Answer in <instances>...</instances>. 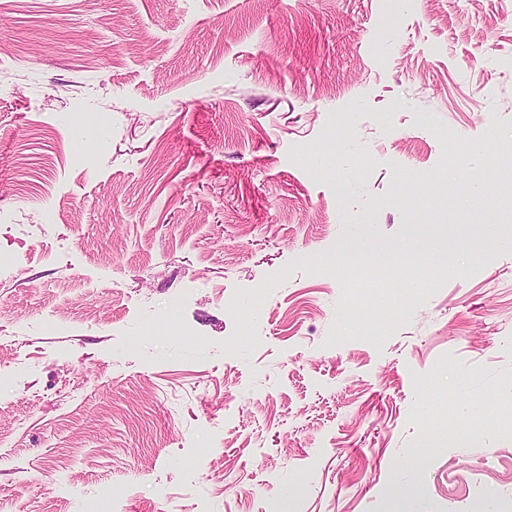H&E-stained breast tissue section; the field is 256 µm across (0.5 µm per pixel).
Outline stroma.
Returning a JSON list of instances; mask_svg holds the SVG:
<instances>
[{"instance_id": "1", "label": "stroma", "mask_w": 512, "mask_h": 512, "mask_svg": "<svg viewBox=\"0 0 512 512\" xmlns=\"http://www.w3.org/2000/svg\"><path fill=\"white\" fill-rule=\"evenodd\" d=\"M1 255L0 512H512V0H0Z\"/></svg>"}]
</instances>
